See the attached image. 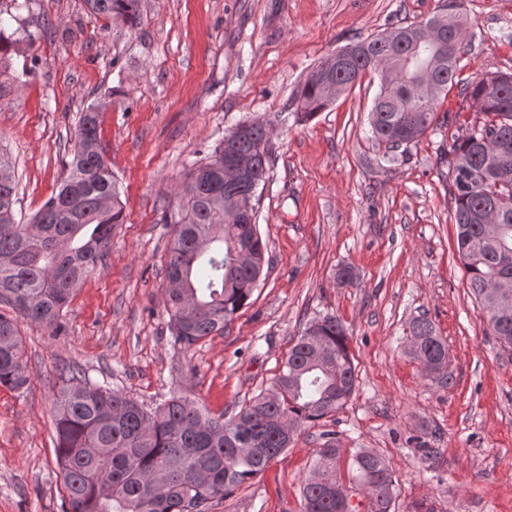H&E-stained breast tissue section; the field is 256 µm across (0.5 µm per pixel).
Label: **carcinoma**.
I'll use <instances>...</instances> for the list:
<instances>
[{
  "mask_svg": "<svg viewBox=\"0 0 512 512\" xmlns=\"http://www.w3.org/2000/svg\"><path fill=\"white\" fill-rule=\"evenodd\" d=\"M86 2L94 14L129 30L141 23V0ZM19 8L18 0H0V64L21 42L6 33ZM444 17V51L416 39L424 21L348 44L342 48L348 60L338 68L322 60L297 91V120L311 119L334 101L330 85L345 91L373 72L380 79L369 113L371 138L382 151L376 162L404 160L433 125L440 95L455 83L466 50L463 14L454 10ZM500 76L465 88L483 120L451 145L448 180L469 288L491 335L512 349V73ZM104 108L100 102L81 113L66 175L27 224L15 219V172L0 154V386L24 391L31 383L18 321L60 332L73 292L105 259L122 223L120 193L99 138ZM245 126L244 136L222 140L192 169L183 188L165 292L174 343L185 348L224 334L263 274L266 245L256 223H242L236 202L255 198L266 182L269 139L263 121ZM227 153L250 159L253 180L224 184ZM407 340L409 355L433 363L431 373L444 376L448 345L430 319H413ZM357 379L348 329L334 315L311 321L268 393L230 418L212 417L183 396L148 405L66 367L54 397L65 512H207L213 501L263 473L298 431L341 409ZM323 438L301 484L303 512H345L336 497L342 486L336 434ZM352 467L353 481L371 486V512H390L394 479L386 459L362 449Z\"/></svg>",
  "mask_w": 512,
  "mask_h": 512,
  "instance_id": "1",
  "label": "carcinoma"
}]
</instances>
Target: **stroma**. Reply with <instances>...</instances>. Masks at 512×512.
Wrapping results in <instances>:
<instances>
[{"label": "stroma", "mask_w": 512, "mask_h": 512, "mask_svg": "<svg viewBox=\"0 0 512 512\" xmlns=\"http://www.w3.org/2000/svg\"><path fill=\"white\" fill-rule=\"evenodd\" d=\"M443 2L141 0L133 32L90 14L85 0H30L18 11L35 44H19L13 67L39 58L0 98L18 217L30 220L55 191L81 112L101 100L124 222L64 309V332L21 326L31 385L0 386V512H63L52 422L62 364L148 404L184 395L231 416L267 391L307 323L327 314L349 330L352 398L209 512H301L300 485L327 430L337 434L353 512H370L349 471L363 448L390 463L391 512H512V350L491 336L469 291L447 180L449 144L480 117L464 87L512 73V0H462L469 38L455 83L433 128L391 169L377 166L368 133L377 75L310 120L295 116L296 92L319 62L419 24ZM255 118L271 148L254 201L264 273L223 335L184 349L168 328L174 226L162 217L177 214L189 171ZM343 266L353 283L337 279ZM421 315L448 345V379L407 352L405 331Z\"/></svg>", "instance_id": "1"}]
</instances>
